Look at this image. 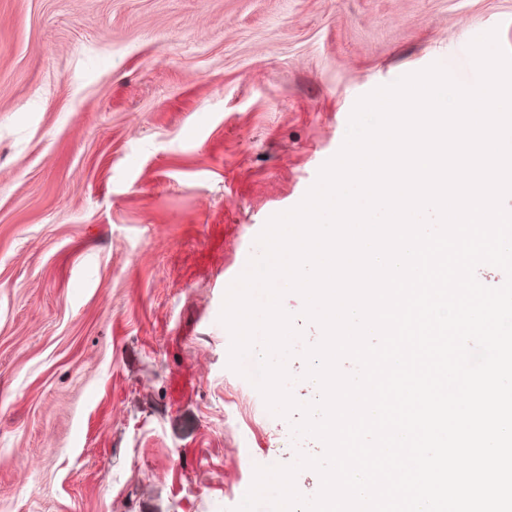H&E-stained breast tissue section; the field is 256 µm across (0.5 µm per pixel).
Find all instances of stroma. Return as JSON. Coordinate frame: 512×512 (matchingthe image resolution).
I'll return each instance as SVG.
<instances>
[{
  "instance_id": "obj_1",
  "label": "stroma",
  "mask_w": 512,
  "mask_h": 512,
  "mask_svg": "<svg viewBox=\"0 0 512 512\" xmlns=\"http://www.w3.org/2000/svg\"><path fill=\"white\" fill-rule=\"evenodd\" d=\"M493 29L512 0H0V512H235L322 453L229 368L224 285L360 97L473 84Z\"/></svg>"
}]
</instances>
